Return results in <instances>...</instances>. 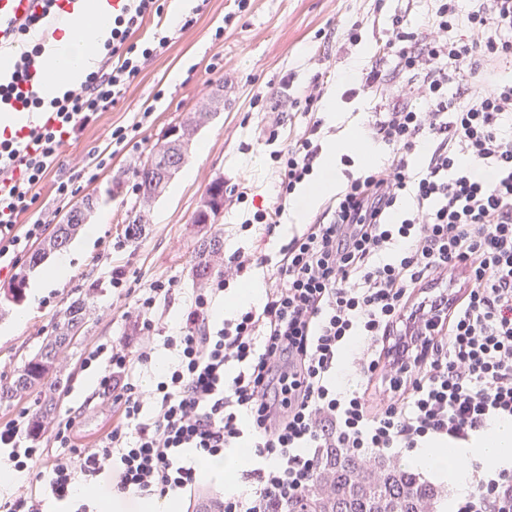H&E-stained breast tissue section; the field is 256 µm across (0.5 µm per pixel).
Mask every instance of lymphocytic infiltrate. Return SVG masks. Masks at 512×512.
<instances>
[{"label": "lymphocytic infiltrate", "mask_w": 512, "mask_h": 512, "mask_svg": "<svg viewBox=\"0 0 512 512\" xmlns=\"http://www.w3.org/2000/svg\"><path fill=\"white\" fill-rule=\"evenodd\" d=\"M12 30L22 51L0 75V101L22 96L27 110L49 112L22 148L0 138V264L15 268L41 222L18 230L20 214L57 163L61 145L123 97L143 60L168 42L134 41L159 0H123L103 43L107 62L78 88L27 87L43 66L45 47L27 43L53 0ZM397 15L362 89L382 108L368 122L371 140L389 156L358 172L282 249L278 261L236 252L210 287L200 289L178 334L159 337L153 312L176 281L158 282L136 301L144 337L129 349L96 347L100 385L119 413L104 441L74 445V417L50 438L68 457L41 470L39 432L22 420L0 423V470L30 471L38 497L0 501V512H45L70 506L77 479L105 473L120 493L172 501L205 479L201 458L246 446L255 492L228 496L224 512H290L313 485L327 452L363 460L434 445L465 446L494 420H512V0H434L426 34L407 32ZM309 126L275 151V202L252 223L273 228L286 202L314 173L321 152ZM431 150L421 169L412 158ZM411 206H404L405 197ZM272 264L261 306L236 310L222 326L216 297L257 265ZM414 321L421 341L406 360L384 357L385 345ZM174 355L165 372L145 380L157 345ZM350 361L352 389L336 388ZM473 489L455 512H512V470L473 463Z\"/></svg>", "instance_id": "1"}]
</instances>
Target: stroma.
Here are the masks:
<instances>
[{
    "mask_svg": "<svg viewBox=\"0 0 512 512\" xmlns=\"http://www.w3.org/2000/svg\"><path fill=\"white\" fill-rule=\"evenodd\" d=\"M185 13L195 14L189 28H181L169 14L146 19L137 40L166 29L169 47L147 60L123 99L99 113L61 150L62 165L48 174L38 189L35 205L19 217L20 224L42 220L60 223L70 207L55 194L58 179L76 177L79 197L97 193L90 217L98 235L93 245L72 264L69 276L38 297L24 296L20 304L0 306V379L21 370L53 332L63 309L82 295L90 297L85 334L77 347L68 349L55 372L65 386L55 392L56 416L74 411L77 447L91 448L103 441L115 411L103 402L99 363L83 360L97 345L122 337L137 346L142 336L135 324L133 303L143 289L156 282L176 281L171 300L159 302L157 317L166 332L175 331L200 286L193 274L202 239L220 236L221 256L213 270L224 267L234 252L266 254L278 258L282 246L299 230L292 211H285L273 232L254 225L242 229L246 215L273 202L275 173L271 155L289 138L302 133L314 118H321L319 144L342 142L362 134L370 113L379 111L378 100L360 92V79L350 70L370 68L380 42L392 27L394 15L422 16L429 0H208L196 10V0H182ZM363 18L361 38L344 42L341 30ZM224 27V40L213 34ZM334 67L318 114L305 112L304 92L320 63ZM227 85L235 97L232 109L223 111L197 134L186 170L177 174L167 191L152 206L150 222L141 235L127 237L136 210L135 171L153 152L169 127L205 104L218 85ZM137 126L135 139L122 151L111 143L113 129ZM277 141H269L270 132ZM103 167H96L97 157ZM95 177H88L89 167ZM223 178L224 212L213 224L193 223L197 202L215 178ZM118 192H110V185ZM248 189L250 199L236 202L234 187ZM124 274L122 288L109 284L112 270ZM24 322H16L19 310Z\"/></svg>",
    "mask_w": 512,
    "mask_h": 512,
    "instance_id": "35a3bbf8",
    "label": "stroma"
}]
</instances>
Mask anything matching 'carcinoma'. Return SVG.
Listing matches in <instances>:
<instances>
[{
  "label": "carcinoma",
  "mask_w": 512,
  "mask_h": 512,
  "mask_svg": "<svg viewBox=\"0 0 512 512\" xmlns=\"http://www.w3.org/2000/svg\"><path fill=\"white\" fill-rule=\"evenodd\" d=\"M71 235L54 227L50 236L32 253L28 267L39 264L47 253L67 244ZM222 248L214 236L198 247L197 265L209 267L207 258ZM27 270L16 275L3 300L19 302L24 296ZM88 298L72 301L61 313L54 335L23 366L12 381L0 385V402L11 401L36 389L74 336L86 323ZM440 492L408 467L379 457L371 462L332 452L316 477L315 484L295 507L296 512H435Z\"/></svg>",
  "instance_id": "1"
}]
</instances>
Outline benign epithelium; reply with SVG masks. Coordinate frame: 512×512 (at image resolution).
<instances>
[{"mask_svg": "<svg viewBox=\"0 0 512 512\" xmlns=\"http://www.w3.org/2000/svg\"><path fill=\"white\" fill-rule=\"evenodd\" d=\"M224 109V88L217 89L208 102L198 111L191 113L182 122L171 126L158 145L155 155L165 158L162 166L156 168L146 187L143 188L139 209L135 212L133 223L146 224L153 203L165 192L169 183L175 178L191 150L194 138L199 130L210 123ZM224 179L219 178L210 183L204 191L196 213L202 215V223L210 224L224 210V193L221 191ZM96 205V199L90 198L74 206L72 216L64 219L66 224H85Z\"/></svg>", "mask_w": 512, "mask_h": 512, "instance_id": "benign-epithelium-1", "label": "benign epithelium"}]
</instances>
